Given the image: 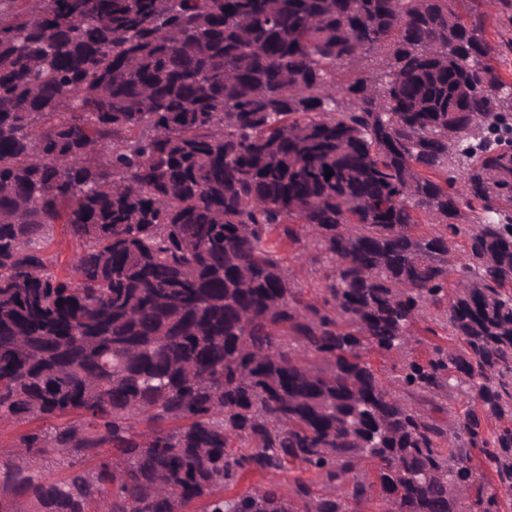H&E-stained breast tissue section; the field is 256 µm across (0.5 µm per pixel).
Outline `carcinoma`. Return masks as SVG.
I'll return each mask as SVG.
<instances>
[{
	"label": "carcinoma",
	"instance_id": "carcinoma-1",
	"mask_svg": "<svg viewBox=\"0 0 512 512\" xmlns=\"http://www.w3.org/2000/svg\"><path fill=\"white\" fill-rule=\"evenodd\" d=\"M509 10L0 0V512H508Z\"/></svg>",
	"mask_w": 512,
	"mask_h": 512
}]
</instances>
